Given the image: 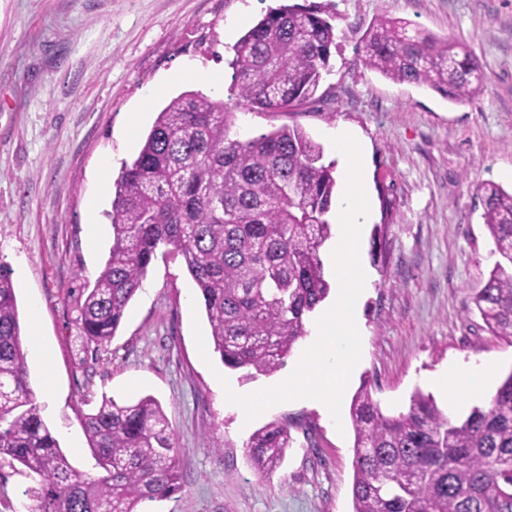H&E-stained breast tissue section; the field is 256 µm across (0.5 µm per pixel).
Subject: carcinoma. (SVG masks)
I'll list each match as a JSON object with an SVG mask.
<instances>
[{
  "label": "carcinoma",
  "mask_w": 512,
  "mask_h": 512,
  "mask_svg": "<svg viewBox=\"0 0 512 512\" xmlns=\"http://www.w3.org/2000/svg\"><path fill=\"white\" fill-rule=\"evenodd\" d=\"M332 20L318 7L270 10L233 47V102L189 91L158 112L115 182L105 265L79 289L83 346L111 342L157 251L170 247L197 285L224 366L248 369L252 378L286 364L331 291L321 249L333 231L335 163H324L323 148L298 126L246 139L231 129L241 106L294 112L313 99L336 45ZM359 58L394 83L456 104L485 82L467 45L390 15L369 24ZM477 192L496 260L466 311H478L493 335L512 344V191L482 183ZM349 417L352 512H512V371L487 407L463 420L421 391L406 411L386 415L366 379ZM82 425L101 477L73 465L41 415L12 269L0 263V460L32 478V512H137L141 501L180 489L174 434L154 398L119 404L104 397ZM290 443L288 424L272 421L245 448L266 477Z\"/></svg>",
  "instance_id": "cac0c4a2"
}]
</instances>
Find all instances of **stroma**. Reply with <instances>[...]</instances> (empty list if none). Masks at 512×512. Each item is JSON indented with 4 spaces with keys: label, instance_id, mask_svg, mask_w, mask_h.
Instances as JSON below:
<instances>
[{
    "label": "stroma",
    "instance_id": "1",
    "mask_svg": "<svg viewBox=\"0 0 512 512\" xmlns=\"http://www.w3.org/2000/svg\"><path fill=\"white\" fill-rule=\"evenodd\" d=\"M334 2L331 72L315 100L295 112L236 113L235 133L255 136L302 127L337 155L344 128L370 164L373 209L360 258L372 274L361 318V359L341 406L362 378L387 414L415 391L451 406L429 380L448 366L491 364L486 404L512 371V346L478 312H465L486 277L493 243L482 224L479 183L512 188V0H298ZM280 0H0V262L16 288L29 381L42 415L76 467L95 474L81 417L102 397L153 396L174 434L181 487L145 500L138 512H352L353 441L349 416L286 401L241 424L222 379L239 391L268 377L208 367L193 330L211 329L180 256H158L112 341L81 351L77 289L101 271L112 243L105 213L114 182L138 153L158 112L186 91L222 98L238 39ZM393 15L466 44L485 83L454 104L394 83L359 61L361 38ZM196 78L182 77L184 68ZM383 235L371 247L374 229ZM51 349L33 353L34 338ZM289 423L292 444L271 476L259 477L244 444L271 421ZM23 472L0 467V512H28Z\"/></svg>",
    "mask_w": 512,
    "mask_h": 512
}]
</instances>
